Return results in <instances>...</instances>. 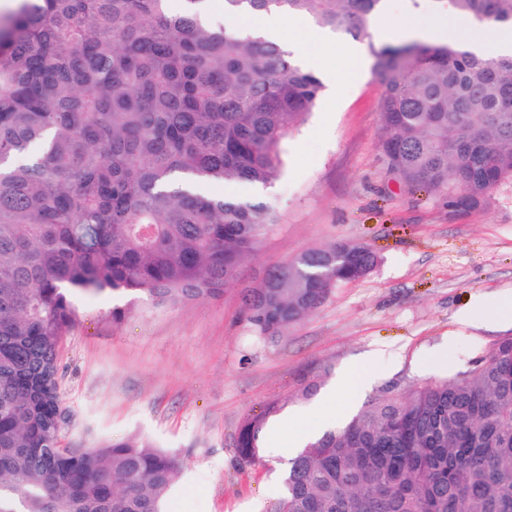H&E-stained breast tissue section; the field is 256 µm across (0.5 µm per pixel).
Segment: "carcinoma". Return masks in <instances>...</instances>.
<instances>
[{
	"instance_id": "obj_1",
	"label": "carcinoma",
	"mask_w": 512,
	"mask_h": 512,
	"mask_svg": "<svg viewBox=\"0 0 512 512\" xmlns=\"http://www.w3.org/2000/svg\"><path fill=\"white\" fill-rule=\"evenodd\" d=\"M184 2L17 0L0 15V512H164L181 471L171 453L60 447L71 297L218 299L277 223L272 206L203 186L272 185L323 83L276 42L203 26L205 0ZM382 2L224 0V13L303 16L361 40ZM452 3L512 25V0ZM370 49L400 185L447 195L459 215L512 185V56L455 38ZM376 262L350 242L303 252L242 289L246 320L277 336ZM284 410L272 402L242 425L243 463L264 461ZM274 512H512V337L452 376L381 386L287 460Z\"/></svg>"
}]
</instances>
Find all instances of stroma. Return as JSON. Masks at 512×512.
Segmentation results:
<instances>
[{"label":"stroma","mask_w":512,"mask_h":512,"mask_svg":"<svg viewBox=\"0 0 512 512\" xmlns=\"http://www.w3.org/2000/svg\"><path fill=\"white\" fill-rule=\"evenodd\" d=\"M447 14L448 0H391L384 17L436 31L443 43L448 35L436 27ZM284 23L308 51L335 56L336 70L317 68L323 92L314 112L288 140L279 178L254 193L278 221L243 263L240 284L220 299L166 306L75 297L58 347L63 446L130 440L172 453L182 472L167 512H271L283 495L275 470L294 432L320 423L328 396L344 403L357 362L368 363L367 399L389 381L408 387L465 370L512 336L511 323L485 319L512 293V188L462 218L451 216L446 195L406 190L381 160L384 88L345 54L366 41L304 17ZM339 241L370 246L373 270L337 285L283 334L258 337L239 285L260 287L274 265ZM326 366L318 396L298 401L304 380ZM276 400L286 408L269 427L264 463L241 464L242 424Z\"/></svg>","instance_id":"35a3bbf8"}]
</instances>
